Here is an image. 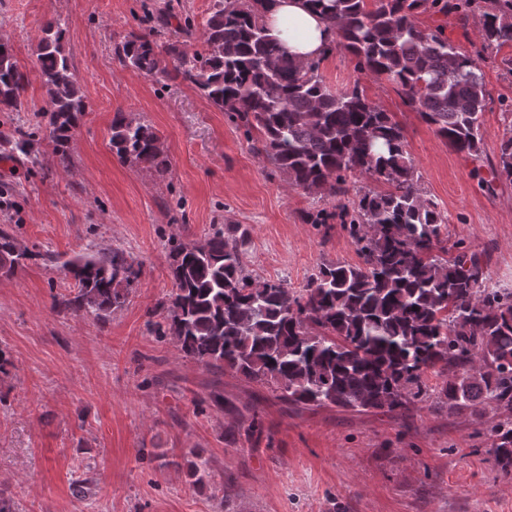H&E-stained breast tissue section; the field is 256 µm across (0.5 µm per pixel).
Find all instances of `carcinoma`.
<instances>
[{
	"label": "carcinoma",
	"mask_w": 512,
	"mask_h": 512,
	"mask_svg": "<svg viewBox=\"0 0 512 512\" xmlns=\"http://www.w3.org/2000/svg\"><path fill=\"white\" fill-rule=\"evenodd\" d=\"M270 0H214L202 46L158 44L129 33L118 60L146 75H164L163 58L229 120L257 131L256 151L292 188L323 190L333 211L305 215L323 226L337 218L361 263L324 262L306 286L259 280L247 270L250 234L239 224H215L200 241L173 246V289L160 304L155 335L171 337L184 357L270 388L292 404L382 409L404 413L432 401L448 411L503 418L485 434L501 474L512 478V288L493 281L481 254L462 239L441 256L448 218L424 194L402 128L369 101L359 82L341 91L326 85L322 59L299 65L269 33ZM336 31L335 46L356 58L361 74L393 85L450 147L480 156L486 92L478 60L459 51L444 29L423 28L426 12L472 14L483 48L512 44V0H311ZM66 22L42 29L36 64L48 96L45 125L5 143L30 155L35 137L70 159L81 87L63 47ZM24 76L0 42V111L21 105ZM112 150L123 162L167 168L157 134L118 112ZM359 172L386 191L351 189ZM512 181V136L500 144L494 168ZM7 273L30 257L0 227ZM76 293L54 300L61 311L105 318L120 306L141 266L120 249L89 251L65 261ZM442 383L431 387L427 374Z\"/></svg>",
	"instance_id": "obj_1"
}]
</instances>
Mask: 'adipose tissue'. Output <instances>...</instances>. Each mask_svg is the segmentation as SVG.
Wrapping results in <instances>:
<instances>
[{
    "instance_id": "ef3b65f1",
    "label": "adipose tissue",
    "mask_w": 512,
    "mask_h": 512,
    "mask_svg": "<svg viewBox=\"0 0 512 512\" xmlns=\"http://www.w3.org/2000/svg\"><path fill=\"white\" fill-rule=\"evenodd\" d=\"M265 23L299 63L321 57L335 39V32L308 0H271Z\"/></svg>"
}]
</instances>
